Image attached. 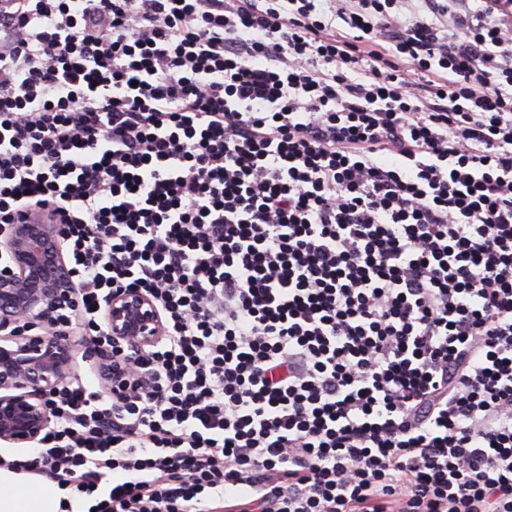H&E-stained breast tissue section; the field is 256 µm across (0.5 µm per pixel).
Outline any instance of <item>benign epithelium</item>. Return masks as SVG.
I'll use <instances>...</instances> for the list:
<instances>
[{
    "instance_id": "1",
    "label": "benign epithelium",
    "mask_w": 512,
    "mask_h": 512,
    "mask_svg": "<svg viewBox=\"0 0 512 512\" xmlns=\"http://www.w3.org/2000/svg\"><path fill=\"white\" fill-rule=\"evenodd\" d=\"M0 258V444L32 448L52 422L47 399L75 378L77 358L90 363L104 394L121 395L131 366L112 347L154 345L164 326L148 295L127 290L103 304L109 344L81 335L68 317L78 293L62 228L43 211L0 226ZM59 323L69 326L61 336L51 331Z\"/></svg>"
}]
</instances>
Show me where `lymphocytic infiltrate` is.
<instances>
[{
	"label": "lymphocytic infiltrate",
	"instance_id": "f902f5d3",
	"mask_svg": "<svg viewBox=\"0 0 512 512\" xmlns=\"http://www.w3.org/2000/svg\"><path fill=\"white\" fill-rule=\"evenodd\" d=\"M61 212L130 392L22 458L96 512H512V0H0V224Z\"/></svg>",
	"mask_w": 512,
	"mask_h": 512
}]
</instances>
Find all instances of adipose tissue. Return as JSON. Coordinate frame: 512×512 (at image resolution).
<instances>
[{"label":"adipose tissue","mask_w":512,"mask_h":512,"mask_svg":"<svg viewBox=\"0 0 512 512\" xmlns=\"http://www.w3.org/2000/svg\"><path fill=\"white\" fill-rule=\"evenodd\" d=\"M87 500L45 476L0 468V512H87Z\"/></svg>","instance_id":"obj_1"}]
</instances>
